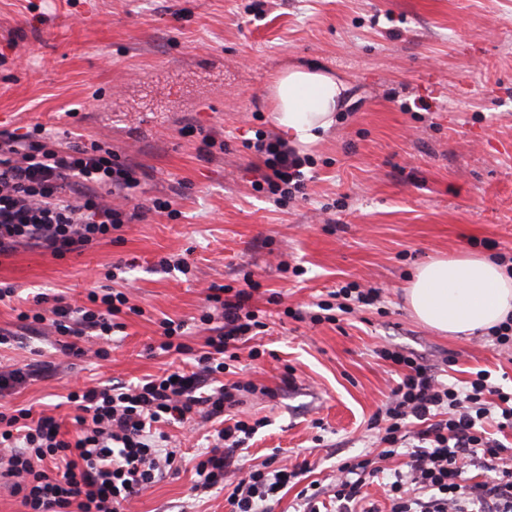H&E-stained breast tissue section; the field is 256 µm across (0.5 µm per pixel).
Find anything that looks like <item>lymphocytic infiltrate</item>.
I'll return each mask as SVG.
<instances>
[{
	"label": "lymphocytic infiltrate",
	"mask_w": 512,
	"mask_h": 512,
	"mask_svg": "<svg viewBox=\"0 0 512 512\" xmlns=\"http://www.w3.org/2000/svg\"><path fill=\"white\" fill-rule=\"evenodd\" d=\"M252 147L260 159L259 186L274 205L303 193L307 157L272 133ZM141 184L140 169L119 160L106 142H59L35 126L25 133H0V256L21 248L51 255L80 253L142 216L141 205H113V197L130 198ZM258 284L234 290L209 287L213 311L201 323L216 322L198 371L146 377L138 384L78 387L67 400L77 409L74 433L50 415L22 409L0 415V472L13 477L12 491L26 512H129L131 502L175 470L177 453L169 449L167 426L194 417L222 421L211 448L200 454L194 491L207 492L236 477L234 456L265 424L264 419L224 423L227 412L243 404L258 387L249 380L203 389L201 375L227 369V355L247 342L259 327L250 301ZM86 306L57 302L50 315L36 312L34 324H49L62 336L65 353L78 355L79 338L111 336L127 304L121 292L91 294ZM382 358L402 374L385 409L371 418L380 451L343 463L334 497L336 512H357L367 478L396 455L407 439L417 445L409 469L389 484L390 512H512V445L484 427L495 420L498 431L512 429V392L492 382L487 370L473 373L463 387L439 381L434 368L411 352L381 348ZM422 421L417 432L408 419ZM481 469L484 480L463 483L466 467ZM299 470L281 465L255 469L237 482L228 497L232 512H266L267 501L298 478Z\"/></svg>",
	"instance_id": "1"
}]
</instances>
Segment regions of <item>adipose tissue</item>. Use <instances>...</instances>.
<instances>
[{"label": "adipose tissue", "instance_id": "obj_1", "mask_svg": "<svg viewBox=\"0 0 512 512\" xmlns=\"http://www.w3.org/2000/svg\"><path fill=\"white\" fill-rule=\"evenodd\" d=\"M346 91L317 68H290L274 80L276 120L292 142L313 144L336 122ZM406 298L413 314L439 332L485 331L512 315V275L480 254L437 259L418 268Z\"/></svg>", "mask_w": 512, "mask_h": 512}]
</instances>
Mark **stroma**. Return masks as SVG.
Returning a JSON list of instances; mask_svg holds the SVG:
<instances>
[{"instance_id":"stroma-1","label":"stroma","mask_w":512,"mask_h":512,"mask_svg":"<svg viewBox=\"0 0 512 512\" xmlns=\"http://www.w3.org/2000/svg\"><path fill=\"white\" fill-rule=\"evenodd\" d=\"M299 65L342 79L348 96L332 128L299 149L313 161L305 195L278 207L254 189L258 159L246 144L279 132L270 87ZM38 124L71 141L104 138L140 165L145 212L79 254L22 248L0 258V289L15 292L0 302V332L13 337L0 363L49 368L0 395V413L30 408L68 423L75 387L188 365L205 350L207 332L191 320L207 288L244 287L248 274L266 329L241 344L236 367L274 395L241 407L240 417L269 424L235 465L243 475L274 453L309 468L269 512H300L311 485L320 512H333L338 466L377 454L368 423L401 373L379 349L433 366L451 355L440 380L458 385L486 369L512 387V349L483 333L441 334L404 301L434 258L512 252V0H0V132ZM208 133L219 144L204 153ZM155 198L171 214L151 210ZM167 254L190 272L161 269ZM119 262L125 280H107ZM349 283L379 289V301L334 323L288 317ZM108 287L130 308L107 356L91 337L80 341L84 355H65L56 336L19 317L49 311L39 294L82 304ZM166 317L190 322V354L157 351ZM205 433L202 423L171 428L179 470L131 512H231L228 490H192ZM408 461H384L362 489L365 512H389L387 485Z\"/></svg>"}]
</instances>
